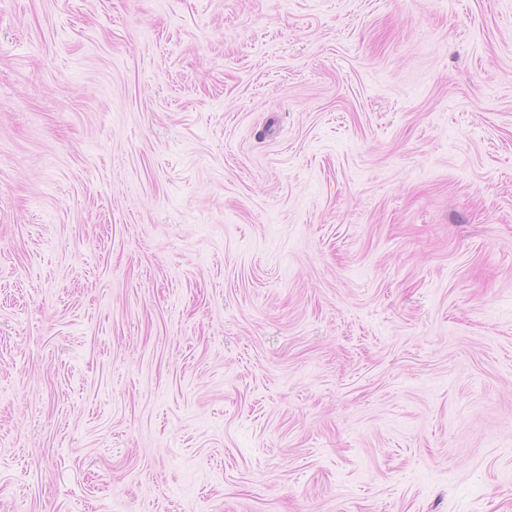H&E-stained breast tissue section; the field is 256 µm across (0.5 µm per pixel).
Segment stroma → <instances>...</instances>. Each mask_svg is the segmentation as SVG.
Returning a JSON list of instances; mask_svg holds the SVG:
<instances>
[{"instance_id": "stroma-1", "label": "stroma", "mask_w": 512, "mask_h": 512, "mask_svg": "<svg viewBox=\"0 0 512 512\" xmlns=\"http://www.w3.org/2000/svg\"><path fill=\"white\" fill-rule=\"evenodd\" d=\"M0 512H512V0H0Z\"/></svg>"}]
</instances>
